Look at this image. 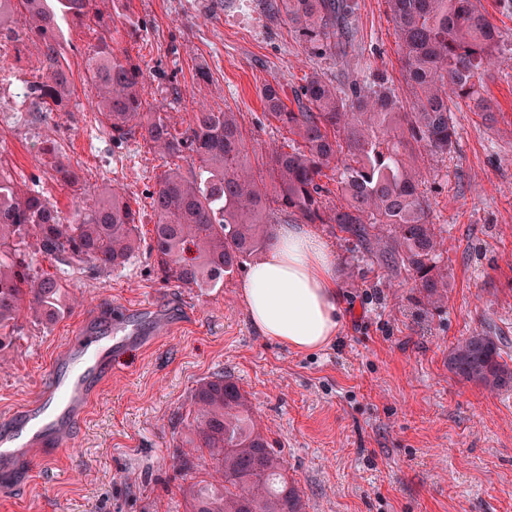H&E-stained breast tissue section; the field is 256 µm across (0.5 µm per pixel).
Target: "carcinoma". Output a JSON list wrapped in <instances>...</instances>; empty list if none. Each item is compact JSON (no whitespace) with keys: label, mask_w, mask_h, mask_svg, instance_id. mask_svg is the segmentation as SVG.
<instances>
[{"label":"carcinoma","mask_w":512,"mask_h":512,"mask_svg":"<svg viewBox=\"0 0 512 512\" xmlns=\"http://www.w3.org/2000/svg\"><path fill=\"white\" fill-rule=\"evenodd\" d=\"M96 0H12L0 10V34L22 13L40 43L30 82L35 102L59 106L73 93L72 74L57 40L59 21L102 12ZM401 46L402 68L415 107L403 112L376 77L374 85L348 90L318 73L306 77L296 108L279 87L266 84L268 116L288 132V144L272 149L266 174L253 171L233 112L206 107L174 131L164 112L145 111L146 80L140 65L118 56L102 36L86 53V84L97 100L101 124L114 142L138 138L161 157L183 161L165 170L150 195L155 216L149 253L163 281L178 288H217L224 277L272 245L274 225L335 224L381 264L414 274L429 304L441 301L448 272L438 266V235L428 220L429 201L419 190L405 154L421 145L448 152L456 142L449 103L472 112L493 111L485 76L501 63V35L481 0H387ZM284 12L314 55L340 45L355 14V0H271ZM57 181L82 189L80 169L57 154ZM336 182L343 203L329 208L322 179ZM139 210L125 193L104 187L92 203L66 217L38 192L22 188L0 169V365L7 363L12 330L24 312L50 323L71 309L66 285L34 266L37 256L93 272L123 268L139 249ZM502 338L486 332L461 338L448 351V371L458 380L499 391L512 387V365ZM177 458L214 461L222 480L194 485L191 512H303L288 483L285 462L258 427L237 382L218 372L192 390L186 432Z\"/></svg>","instance_id":"cac0c4a2"}]
</instances>
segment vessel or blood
Masks as SVG:
<instances>
[{"instance_id": "vessel-or-blood-1", "label": "vessel or blood", "mask_w": 512, "mask_h": 512, "mask_svg": "<svg viewBox=\"0 0 512 512\" xmlns=\"http://www.w3.org/2000/svg\"><path fill=\"white\" fill-rule=\"evenodd\" d=\"M113 343L105 333L69 344L51 373V391L18 409L0 427V475L22 462L50 461L73 435L91 395L112 372Z\"/></svg>"}]
</instances>
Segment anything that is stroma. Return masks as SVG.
Instances as JSON below:
<instances>
[{
    "label": "stroma",
    "mask_w": 512,
    "mask_h": 512,
    "mask_svg": "<svg viewBox=\"0 0 512 512\" xmlns=\"http://www.w3.org/2000/svg\"><path fill=\"white\" fill-rule=\"evenodd\" d=\"M357 4L349 39L321 56L257 0H105L101 9L119 20L116 46L144 70L153 111L178 130L203 104L236 113L261 155L285 137L262 102L268 83L291 105L311 71L344 88L379 74L412 109L385 0ZM12 27L19 39L0 48V90L38 57L24 16ZM103 33L94 20L61 25L74 82L63 109L18 111L0 93V167L68 213L73 193L47 165L65 154L87 189H121L139 208L142 245L117 273L37 258L73 302L53 324L19 319L0 369V416L38 393L80 325L124 322L128 306L143 301L172 331L113 356L74 446L14 476L0 512H187L186 489L214 470L207 459L179 470L176 446L192 390L217 372L246 392L305 512H512V389L460 382L447 365L449 349L475 331L512 346V59L486 81L495 111L454 107V148H421L412 159L442 238L445 301L428 305L409 271L373 263L337 225H316L335 254L346 318L331 344L296 352L250 324L238 294L244 271L202 290L159 277L147 249L149 195L165 166L145 143L115 146L99 121L85 53Z\"/></svg>",
    "instance_id": "1"
}]
</instances>
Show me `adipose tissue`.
I'll list each match as a JSON object with an SVG mask.
<instances>
[{
	"label": "adipose tissue",
	"instance_id": "ef3b65f1",
	"mask_svg": "<svg viewBox=\"0 0 512 512\" xmlns=\"http://www.w3.org/2000/svg\"><path fill=\"white\" fill-rule=\"evenodd\" d=\"M240 294L261 335L297 352L329 344L345 317L329 243L303 224H282Z\"/></svg>",
	"mask_w": 512,
	"mask_h": 512
}]
</instances>
